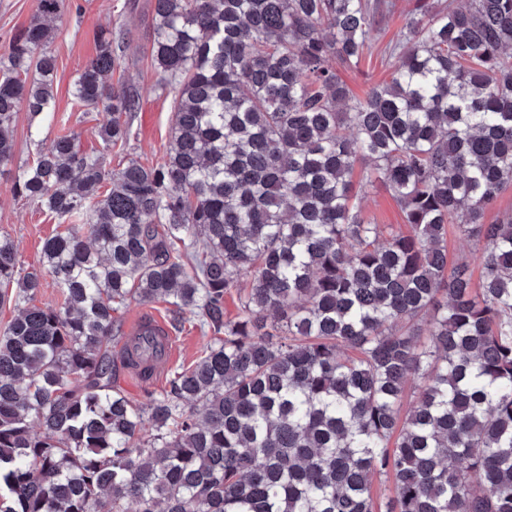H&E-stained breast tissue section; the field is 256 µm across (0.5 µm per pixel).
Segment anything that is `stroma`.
I'll use <instances>...</instances> for the list:
<instances>
[{"label":"stroma","mask_w":512,"mask_h":512,"mask_svg":"<svg viewBox=\"0 0 512 512\" xmlns=\"http://www.w3.org/2000/svg\"><path fill=\"white\" fill-rule=\"evenodd\" d=\"M396 9L365 47L358 70L342 72L354 95L364 96L377 83L387 80L396 60L388 48L397 42L405 24L411 0H395ZM154 0H63L61 11L53 20L51 49L57 58L58 90L54 119L18 114L14 130L15 166L31 163L40 149L49 146L60 129L75 131L82 147L88 151L100 147L97 127L102 113L85 112L73 104L69 87L77 73L95 54V37L107 30H121L126 39L119 50V62L112 74L114 87H128L139 94L136 112L127 117L130 134L123 146L105 153L107 168L118 169L130 160L152 165L164 157L170 147L173 94L156 86V74L150 56L151 18ZM11 175L0 177V236L14 245L23 270L41 262L44 240L61 226L39 206L12 191ZM362 216L371 224L403 225L401 213L382 185L367 190L362 201ZM174 336L178 350L171 372L190 366L201 355L204 333L197 317L185 315Z\"/></svg>","instance_id":"1"}]
</instances>
